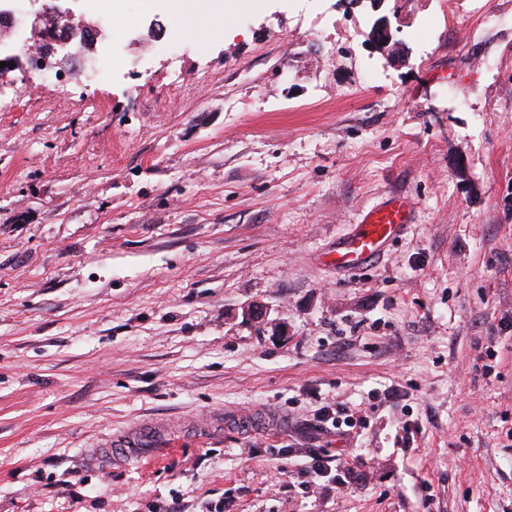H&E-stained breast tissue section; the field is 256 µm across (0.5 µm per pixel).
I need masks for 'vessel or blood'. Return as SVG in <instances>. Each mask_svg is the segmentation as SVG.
Returning <instances> with one entry per match:
<instances>
[{
  "label": "vessel or blood",
  "mask_w": 512,
  "mask_h": 512,
  "mask_svg": "<svg viewBox=\"0 0 512 512\" xmlns=\"http://www.w3.org/2000/svg\"><path fill=\"white\" fill-rule=\"evenodd\" d=\"M411 215L412 202L407 196L390 195L364 213L360 230L337 247L332 254V263L339 268L355 269L376 260L386 244L410 222ZM156 433L153 424H137L103 440L101 446L112 457L131 458L136 456L139 448L151 443Z\"/></svg>",
  "instance_id": "obj_1"
}]
</instances>
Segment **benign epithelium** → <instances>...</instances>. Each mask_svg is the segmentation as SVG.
Here are the masks:
<instances>
[{
    "mask_svg": "<svg viewBox=\"0 0 512 512\" xmlns=\"http://www.w3.org/2000/svg\"><path fill=\"white\" fill-rule=\"evenodd\" d=\"M32 43L25 44L22 54H10L0 60L13 63V69L25 71L31 67L40 71L66 74L65 65L73 58V40L82 35L91 36V46L104 38L99 22L85 13L75 11L62 4V0H46L31 22ZM373 49L391 61L404 64L408 52L401 42L394 39L388 16L379 17L370 34Z\"/></svg>",
    "mask_w": 512,
    "mask_h": 512,
    "instance_id": "obj_1",
    "label": "benign epithelium"
}]
</instances>
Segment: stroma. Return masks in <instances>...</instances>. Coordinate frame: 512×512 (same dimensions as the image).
I'll list each match as a JSON object with an SVG mask.
<instances>
[{"instance_id": "obj_1", "label": "stroma", "mask_w": 512, "mask_h": 512, "mask_svg": "<svg viewBox=\"0 0 512 512\" xmlns=\"http://www.w3.org/2000/svg\"><path fill=\"white\" fill-rule=\"evenodd\" d=\"M121 5L123 69L0 93V512H512V0ZM373 49L389 58L391 61L403 65L408 61V52L401 42L395 41L388 16L379 17L370 34ZM412 209L411 200L403 194H392L368 209L360 230L336 247L331 263L339 268L355 269L376 260L386 244L410 223ZM157 427L150 423L136 424L128 430L110 435L107 439L96 444L97 448H105L114 458H132L137 455L138 448L145 446L154 440Z\"/></svg>"}]
</instances>
